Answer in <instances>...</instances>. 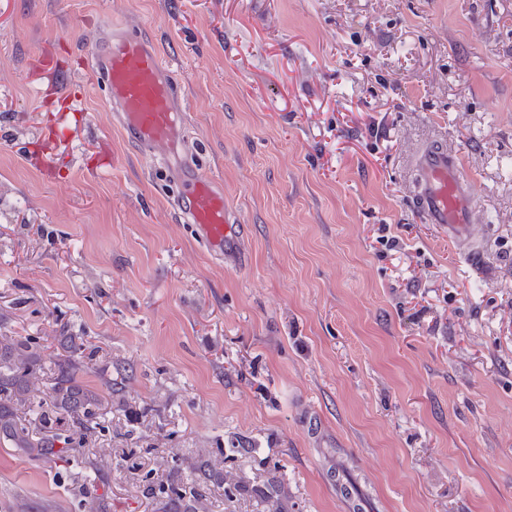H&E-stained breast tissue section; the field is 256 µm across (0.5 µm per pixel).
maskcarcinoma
Wrapping results in <instances>:
<instances>
[{"mask_svg": "<svg viewBox=\"0 0 512 512\" xmlns=\"http://www.w3.org/2000/svg\"><path fill=\"white\" fill-rule=\"evenodd\" d=\"M67 351L69 356L58 359L43 354L35 336H0V434L36 460L68 463L75 458L79 452L77 432H58L56 425L66 415L77 428L85 429L102 405L100 395L79 379L85 360L92 359L93 353L74 340ZM46 374L51 375L47 394L37 388ZM36 421L44 430L38 439L32 429ZM213 468L212 459H199L188 477L168 485L166 499L184 502V512H200L205 508L203 488Z\"/></svg>", "mask_w": 512, "mask_h": 512, "instance_id": "1", "label": "carcinoma"}]
</instances>
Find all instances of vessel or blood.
<instances>
[{
    "instance_id": "1",
    "label": "vessel or blood",
    "mask_w": 512,
    "mask_h": 512,
    "mask_svg": "<svg viewBox=\"0 0 512 512\" xmlns=\"http://www.w3.org/2000/svg\"><path fill=\"white\" fill-rule=\"evenodd\" d=\"M89 52L125 139L168 159L185 131L178 88L164 58L141 31L115 22L91 41ZM407 172L418 214L447 234L460 261L483 267L484 239L474 229V180L444 132L428 135L409 154ZM175 184L173 207L182 223L194 226L213 255L241 264L244 227L225 202L223 186L190 159L183 161Z\"/></svg>"
}]
</instances>
